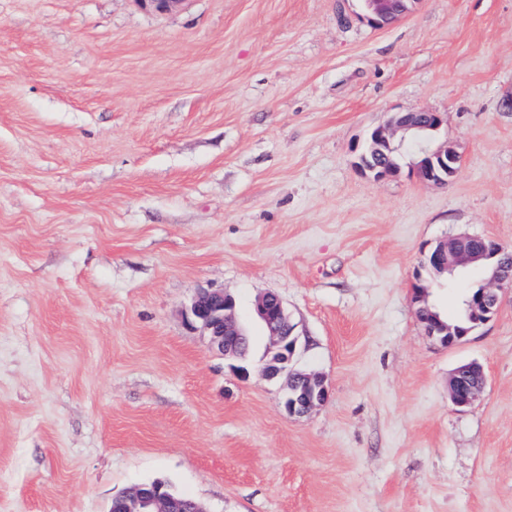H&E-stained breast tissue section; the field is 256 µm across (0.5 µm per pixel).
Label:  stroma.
<instances>
[{
  "mask_svg": "<svg viewBox=\"0 0 512 512\" xmlns=\"http://www.w3.org/2000/svg\"><path fill=\"white\" fill-rule=\"evenodd\" d=\"M0 0V512H107L167 480L206 512H512V288L457 345L412 288L462 233L512 248V0ZM452 182L355 166L394 112ZM222 290L253 345L183 317ZM283 300L327 404L288 415L253 309ZM482 365L472 406L448 378ZM418 0H364L366 17L375 25H385L411 12ZM445 122V117L440 112L419 111L394 114L391 119L384 125L373 130L375 137L387 145L393 143L391 135H395L397 131L408 134L409 131L418 128L430 127L439 130ZM461 162L459 153L451 146L436 149L420 148L414 165V174L422 181L447 185L456 174Z\"/></svg>",
  "mask_w": 512,
  "mask_h": 512,
  "instance_id": "35a3bbf8",
  "label": "stroma"
}]
</instances>
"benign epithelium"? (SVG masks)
Returning <instances> with one entry per match:
<instances>
[{
  "label": "benign epithelium",
  "mask_w": 512,
  "mask_h": 512,
  "mask_svg": "<svg viewBox=\"0 0 512 512\" xmlns=\"http://www.w3.org/2000/svg\"><path fill=\"white\" fill-rule=\"evenodd\" d=\"M154 11L165 14L183 8L186 0H136ZM417 0H364L366 17L375 25H385L411 12ZM445 122L443 114L434 111L397 113L383 126L373 130L375 137L388 145L392 135L401 131L433 127L438 130ZM461 162L459 153L451 146L436 149L420 148L414 165V174L421 180L446 185L456 174ZM506 248L495 239L469 234L441 242L424 257V265L437 267L454 274L468 268H478L486 276L487 286L471 297L469 307L476 323L483 325L498 312L501 292L512 287V272L504 262ZM235 300L222 290L199 292L186 309L187 324L202 330L209 340V348L228 359L242 357L248 343V334L235 322ZM255 311L271 339L272 356L260 369L263 377L273 380L285 378L284 407L288 414L305 416L330 398V388L318 373H307L293 365L299 337L293 335L283 301L276 295L265 294L255 301ZM428 336L444 347L461 340L454 327L443 322L431 328L424 327ZM485 383L483 369L475 362L464 363L452 372L449 397L459 408L473 405L482 393ZM120 512H182L181 506L156 489L136 486L121 496Z\"/></svg>",
  "instance_id": "7a95c632"
}]
</instances>
